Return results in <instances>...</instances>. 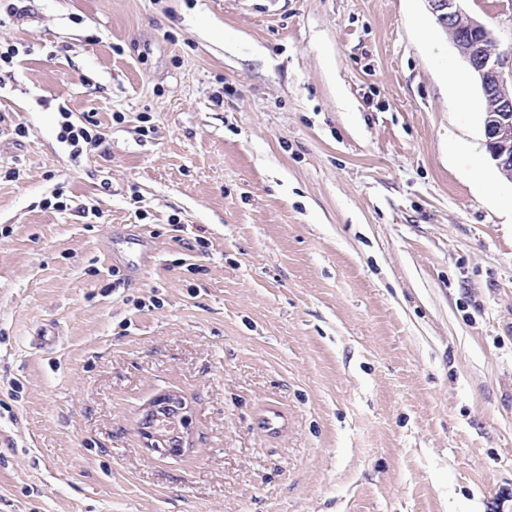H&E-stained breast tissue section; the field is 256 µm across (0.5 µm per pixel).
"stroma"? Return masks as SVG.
Listing matches in <instances>:
<instances>
[{
    "instance_id": "35a3bbf8",
    "label": "stroma",
    "mask_w": 512,
    "mask_h": 512,
    "mask_svg": "<svg viewBox=\"0 0 512 512\" xmlns=\"http://www.w3.org/2000/svg\"><path fill=\"white\" fill-rule=\"evenodd\" d=\"M25 4L0 512H512V182L427 0ZM464 7L512 54V0ZM167 391L174 458L139 433ZM62 137L75 154L83 151V144H88L93 139L98 141L102 139L101 134H94L87 126H76L70 122L62 126Z\"/></svg>"
}]
</instances>
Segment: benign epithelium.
Returning a JSON list of instances; mask_svg holds the SVG:
<instances>
[{"label": "benign epithelium", "instance_id": "benign-epithelium-1", "mask_svg": "<svg viewBox=\"0 0 512 512\" xmlns=\"http://www.w3.org/2000/svg\"><path fill=\"white\" fill-rule=\"evenodd\" d=\"M463 0H428L430 12L449 34L461 58L479 82L483 98L491 105L484 111V132L491 159L500 174L512 182V57L497 49L491 29L471 16ZM183 401L166 394L144 409L141 427L149 449L177 456L186 451L189 435L181 431Z\"/></svg>", "mask_w": 512, "mask_h": 512}]
</instances>
